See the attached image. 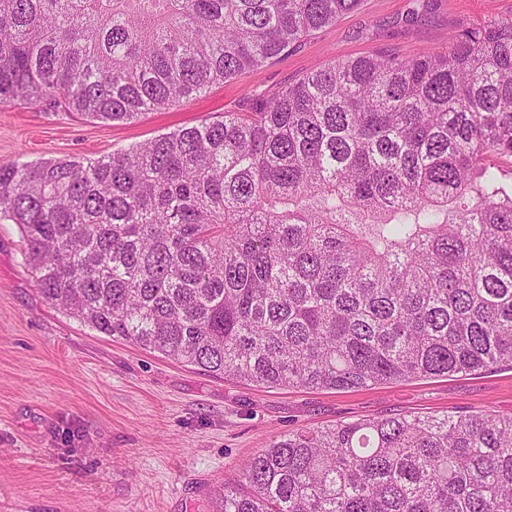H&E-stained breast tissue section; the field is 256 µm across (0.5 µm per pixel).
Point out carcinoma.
Returning a JSON list of instances; mask_svg holds the SVG:
<instances>
[{
	"instance_id": "cac0c4a2",
	"label": "carcinoma",
	"mask_w": 512,
	"mask_h": 512,
	"mask_svg": "<svg viewBox=\"0 0 512 512\" xmlns=\"http://www.w3.org/2000/svg\"><path fill=\"white\" fill-rule=\"evenodd\" d=\"M361 0H0V105L102 122L277 59ZM512 19L329 61L247 112L0 164L43 298L175 362L359 390L512 365ZM222 512H512V417L301 430Z\"/></svg>"
}]
</instances>
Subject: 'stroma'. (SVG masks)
<instances>
[{"instance_id": "stroma-1", "label": "stroma", "mask_w": 512, "mask_h": 512, "mask_svg": "<svg viewBox=\"0 0 512 512\" xmlns=\"http://www.w3.org/2000/svg\"><path fill=\"white\" fill-rule=\"evenodd\" d=\"M512 0H362L279 61L124 123L0 105V164L98 157L246 109L306 71L389 47L444 49ZM512 417V368L358 391L262 388L99 334L49 305L0 219V512H219L224 487L288 433L397 414Z\"/></svg>"}]
</instances>
